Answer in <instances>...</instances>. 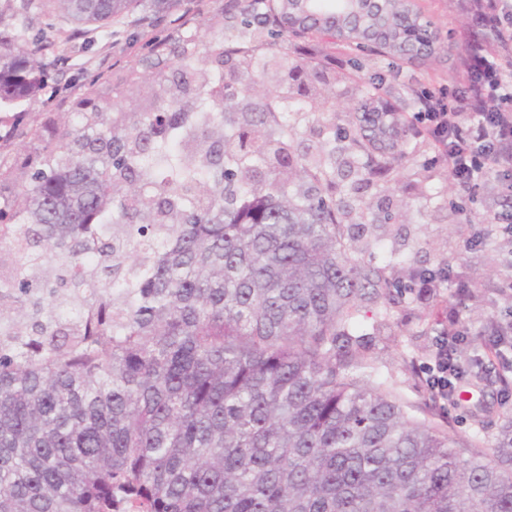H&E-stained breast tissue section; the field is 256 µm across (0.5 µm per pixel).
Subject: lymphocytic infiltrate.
Listing matches in <instances>:
<instances>
[{"instance_id": "f902f5d3", "label": "lymphocytic infiltrate", "mask_w": 512, "mask_h": 512, "mask_svg": "<svg viewBox=\"0 0 512 512\" xmlns=\"http://www.w3.org/2000/svg\"><path fill=\"white\" fill-rule=\"evenodd\" d=\"M466 79L467 86L424 97V110L416 115L460 186L473 184L481 172L498 168L512 153V72L484 56L469 61ZM489 98L506 103V111H482Z\"/></svg>"}]
</instances>
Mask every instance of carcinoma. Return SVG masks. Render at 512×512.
Returning <instances> with one entry per match:
<instances>
[{
  "mask_svg": "<svg viewBox=\"0 0 512 512\" xmlns=\"http://www.w3.org/2000/svg\"><path fill=\"white\" fill-rule=\"evenodd\" d=\"M81 23L143 0H56ZM288 30L249 0L203 60L236 56L231 79L200 69L191 94L156 76V111H90L44 149L29 184L0 202V512H512V412L469 417L467 443L408 416L376 382L360 304L403 298L341 227L336 171L382 173L420 134L364 128L350 154L301 152L317 66L224 114L258 83L257 54L315 27L345 49L420 56L404 5L283 0ZM0 29V140L42 87L40 48ZM463 46L512 67V38L482 18ZM298 184L289 190L285 172ZM494 345L509 326L490 320ZM474 378L512 389L509 369Z\"/></svg>",
  "mask_w": 512,
  "mask_h": 512,
  "instance_id": "cac0c4a2",
  "label": "carcinoma"
}]
</instances>
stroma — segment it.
I'll return each instance as SVG.
<instances>
[{
	"label": "stroma",
	"instance_id": "obj_1",
	"mask_svg": "<svg viewBox=\"0 0 512 512\" xmlns=\"http://www.w3.org/2000/svg\"><path fill=\"white\" fill-rule=\"evenodd\" d=\"M35 8L23 0H0V21L39 41L44 51L46 87L25 106L30 125L41 130L46 141L56 142L58 129L77 112L80 100L93 97L110 103L116 112H149L154 108L157 73L180 75L194 82L192 70L182 69L183 51L202 54L205 42L221 36L232 17L247 0H178L167 12L156 13L138 6L112 22L77 24L61 11L55 0H38ZM472 0H417L420 11L433 23L446 51L413 59L368 56L362 70H353L348 54L326 46L313 36L295 38L281 51L317 65L329 82L330 111L319 113L321 136L311 144L330 139L334 128L348 124L343 111L357 106L364 79L380 76L394 88L391 104L411 92L438 91L463 81L465 52L459 43L472 13ZM34 146L24 136L0 145V195L20 193L28 182L26 163ZM434 145L413 157L391 162L385 176L369 180L350 177L339 191L347 201L342 227L353 239L359 256L387 275L412 285L407 300L389 306L385 323L375 320L377 309L362 305L357 334L368 338V354L378 379L393 391L415 418L431 406L434 421L457 435L468 434L469 412L479 406L492 410L512 408V391L496 386H475L471 374L487 358L491 345L484 333L488 318L512 317V301L490 295L482 303L458 301V281L486 285L512 278L506 262L512 258V237L498 225L487 223L495 212L512 211V197H505L497 180L485 181L474 195L462 193L448 178V167L436 161ZM373 212L390 213L388 222L358 216L359 202ZM493 234L494 246L479 235ZM445 272L434 296L421 288L426 272ZM457 311L464 333L459 345L471 362L469 371L455 380L452 404L434 398L424 371L434 355L441 331L448 328L449 311Z\"/></svg>",
	"mask_w": 512,
	"mask_h": 512
}]
</instances>
